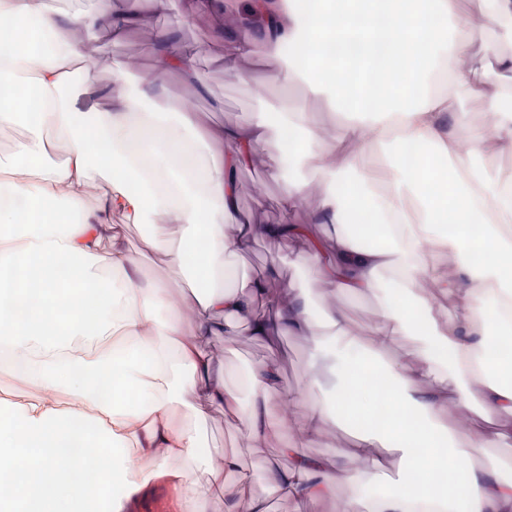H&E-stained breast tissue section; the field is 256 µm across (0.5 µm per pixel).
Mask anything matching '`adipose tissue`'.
<instances>
[{"label": "adipose tissue", "instance_id": "obj_1", "mask_svg": "<svg viewBox=\"0 0 512 512\" xmlns=\"http://www.w3.org/2000/svg\"><path fill=\"white\" fill-rule=\"evenodd\" d=\"M147 2L142 12L134 0H97L87 15L0 0V129L28 127L14 145L21 166L0 165V373L44 390L23 403L0 396V512H98L117 489L152 476L169 481L181 512H204L215 498L226 512H268L271 494L307 507L331 496L334 512H512V478L476 456L512 438V425L495 423L512 417V172L494 175L482 162L512 147V54L487 63L494 38L512 40V0H491L476 17L463 0H246L232 25L223 0H187L189 13L216 19L227 72L260 41L275 77L325 97L337 119L322 132L284 105L194 138L192 113L156 101L160 77L195 73L197 51L177 32L160 33L154 78L119 64L109 83H89L77 32L102 21L122 41L172 8ZM78 83L92 95L84 111L71 94ZM474 106L489 125L466 122ZM340 136L350 149H337ZM268 143L273 176L291 163L318 174L315 222L330 242L309 225L260 224L240 211L236 173ZM94 181L98 205L80 223L63 221L55 202ZM116 214L151 225L148 248L190 287L182 300L167 285L140 284ZM259 238L305 240L310 276L337 298L383 290L370 338L334 301L270 288L277 265L240 282L224 255ZM241 322L257 341L311 338L331 381L305 419L269 413L282 394L277 358L250 367L241 388L204 351ZM398 335L417 344L402 362L388 354ZM61 387L71 407L55 398ZM450 407L477 411L486 427L459 435L438 420ZM215 408L253 445L280 437L288 464L269 469L267 496L253 492L235 453L201 450ZM328 416L354 428L350 453L390 480L388 496L368 506L335 497L342 465L297 454L298 439L322 436ZM146 458L156 463L150 476Z\"/></svg>", "mask_w": 512, "mask_h": 512}]
</instances>
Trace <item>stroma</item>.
<instances>
[{
    "label": "stroma",
    "mask_w": 512,
    "mask_h": 512,
    "mask_svg": "<svg viewBox=\"0 0 512 512\" xmlns=\"http://www.w3.org/2000/svg\"><path fill=\"white\" fill-rule=\"evenodd\" d=\"M182 4H175L171 12L161 17H149L141 26L131 29L124 41L112 42L105 26H97L88 31L78 32L88 52L89 70L92 79L99 84L108 83L115 65H128L138 77L149 76L154 70L155 58L160 50L159 33L170 26H177L183 44L197 48L195 68L205 90H197L195 85L176 76L164 77L163 105L181 110L190 109L204 126H239L249 121L257 107H265L273 113L282 103L308 112L317 122L319 129L330 127L333 117L328 105L321 99L307 95L301 85L284 86L271 74L265 60L264 50H256L246 58L243 67L246 77L238 78L225 72L222 52L214 40L215 22L212 16L197 15L187 19L182 15ZM273 149L261 147L252 165L237 173L239 184V207L264 224H275L282 220L280 200L287 182L304 184L305 197L301 205L292 213L291 220L297 224H312L311 213L319 203V183L312 173L290 171L288 177H274L269 167V156ZM114 224L119 225L128 251L141 262L142 282L166 281L174 287L184 285V278L177 267L168 259L147 249L145 240L150 232L146 224H126L120 216H113ZM313 232L320 238H327L325 226L315 225ZM279 257V276L275 287L291 285L297 288H315L316 283L307 274L309 253L303 241L257 240L252 247L234 256L241 280L250 281L263 277L269 267L271 257ZM216 363L224 368L227 382L239 381L244 372L268 357H277L280 363V376L283 393L273 402L274 415L289 420L304 417L320 402V394L312 389L313 378L328 379L326 367L314 359L313 345L308 337L295 333L275 338L273 341L251 340L245 328H237L231 341L223 337L213 338L206 346ZM352 441L351 434L328 424L324 436L309 440L301 450L302 455L313 458L335 460L338 451H347ZM204 451L220 454L235 452L244 471L252 477L256 493H264L266 471L272 466H286L287 458L279 453L277 439H268L262 455H255L251 445L242 438L233 418L224 415L222 410L211 411L206 423L202 443ZM345 465L351 479L337 488L338 495L357 493L365 502L386 496L391 491L389 483L372 477L371 468L364 459L348 456Z\"/></svg>",
    "instance_id": "stroma-1"
}]
</instances>
